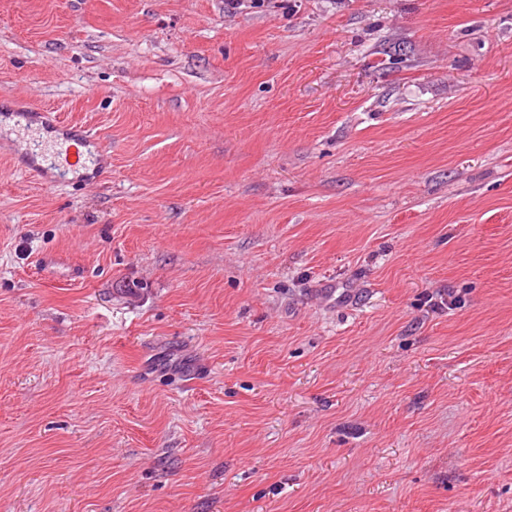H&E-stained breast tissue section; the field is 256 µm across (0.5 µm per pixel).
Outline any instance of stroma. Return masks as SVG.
<instances>
[{"label": "stroma", "instance_id": "stroma-1", "mask_svg": "<svg viewBox=\"0 0 512 512\" xmlns=\"http://www.w3.org/2000/svg\"><path fill=\"white\" fill-rule=\"evenodd\" d=\"M2 109L112 175L0 128V512H512V0H0ZM39 128L49 133L58 132L60 136H55L49 141L42 143L41 149L45 157H60L69 167L76 169L80 167L85 170L84 176L87 180L95 178L101 168L105 153L99 155L97 163L93 167H88L83 159V154L79 147L88 138V132L81 130V139L77 140L67 133V125L59 118L55 112H42L39 116ZM64 155V156H63Z\"/></svg>", "mask_w": 512, "mask_h": 512}]
</instances>
